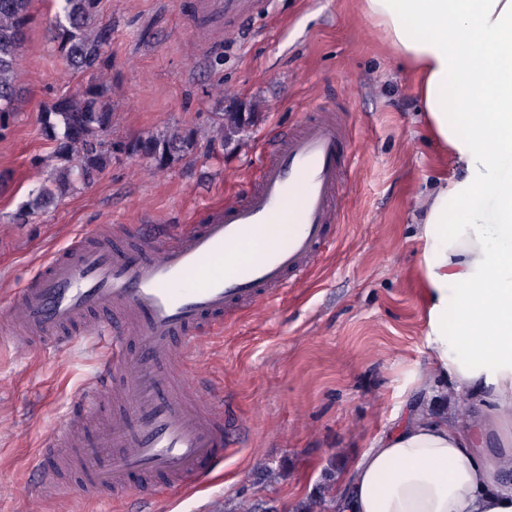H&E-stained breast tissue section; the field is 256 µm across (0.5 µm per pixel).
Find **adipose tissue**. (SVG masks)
<instances>
[{
    "mask_svg": "<svg viewBox=\"0 0 512 512\" xmlns=\"http://www.w3.org/2000/svg\"><path fill=\"white\" fill-rule=\"evenodd\" d=\"M421 103L438 166L414 234L421 401L335 484L338 512H512V0H359ZM476 402L465 420L432 400Z\"/></svg>",
    "mask_w": 512,
    "mask_h": 512,
    "instance_id": "adipose-tissue-1",
    "label": "adipose tissue"
}]
</instances>
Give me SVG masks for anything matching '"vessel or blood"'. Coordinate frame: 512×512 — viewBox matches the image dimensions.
I'll use <instances>...</instances> for the list:
<instances>
[{
	"label": "vessel or blood",
	"instance_id": "b4317fda",
	"mask_svg": "<svg viewBox=\"0 0 512 512\" xmlns=\"http://www.w3.org/2000/svg\"><path fill=\"white\" fill-rule=\"evenodd\" d=\"M265 0H190L199 50L258 15ZM352 132L321 108L274 141L253 185L182 228L134 224L127 246L73 237L0 312L19 354L95 341L100 371L40 453L41 500L79 487L91 498L136 500L198 487L237 449L243 425L224 418L221 391L196 355L213 330L264 305L315 267L344 209Z\"/></svg>",
	"mask_w": 512,
	"mask_h": 512
}]
</instances>
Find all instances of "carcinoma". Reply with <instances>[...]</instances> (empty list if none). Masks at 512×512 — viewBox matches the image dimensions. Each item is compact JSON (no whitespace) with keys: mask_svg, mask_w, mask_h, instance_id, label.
Instances as JSON below:
<instances>
[{"mask_svg":"<svg viewBox=\"0 0 512 512\" xmlns=\"http://www.w3.org/2000/svg\"><path fill=\"white\" fill-rule=\"evenodd\" d=\"M56 12L51 25L52 40L58 43L66 65L74 70L96 71L108 65L106 46L109 35L97 28L99 0H54ZM32 0H0V118L17 110L20 87L16 83L19 59L31 23ZM100 83L90 81L72 93L55 100L42 111V131L54 144L55 172L37 191L31 193L18 213V220L30 222L57 206L63 195L81 182L88 184L112 165L119 154H140L153 161L150 174L169 171L171 165L191 154L198 144L194 130H174L148 134L125 142L109 137L112 112L104 100ZM211 97L225 105L213 113L210 147L224 148L239 140L254 113L241 111L234 103H224V87L217 85ZM319 488L318 496L299 505V512H315L329 504L336 512L332 475Z\"/></svg>","mask_w":512,"mask_h":512,"instance_id":"1","label":"carcinoma"}]
</instances>
